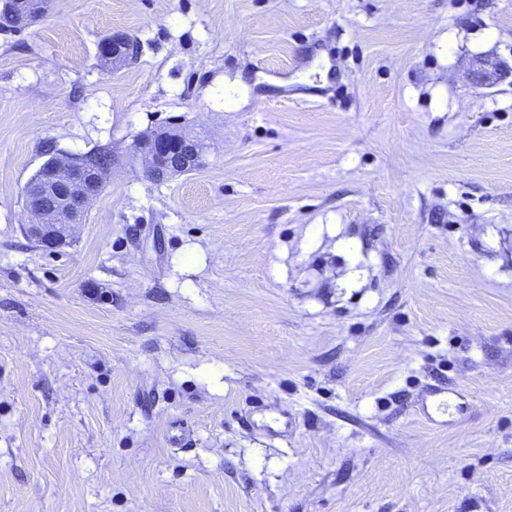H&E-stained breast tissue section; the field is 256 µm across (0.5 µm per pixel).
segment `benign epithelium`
<instances>
[{
  "instance_id": "obj_1",
  "label": "benign epithelium",
  "mask_w": 512,
  "mask_h": 512,
  "mask_svg": "<svg viewBox=\"0 0 512 512\" xmlns=\"http://www.w3.org/2000/svg\"><path fill=\"white\" fill-rule=\"evenodd\" d=\"M44 0H0L14 30L28 27L41 14ZM137 40L125 33L106 36L98 44L99 55L115 63L137 59ZM146 161L148 177L161 181L190 171L200 160L197 143L182 134L164 131L140 140L136 147ZM109 163L72 158L50 159L24 189L25 206L33 218L29 235L49 248L66 242V229L84 223L89 202L105 187Z\"/></svg>"
}]
</instances>
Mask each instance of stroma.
I'll return each mask as SVG.
<instances>
[{
    "mask_svg": "<svg viewBox=\"0 0 512 512\" xmlns=\"http://www.w3.org/2000/svg\"><path fill=\"white\" fill-rule=\"evenodd\" d=\"M162 130L195 170L146 177ZM50 146L113 158L57 248L24 230ZM0 512H512V0L0 31ZM139 49L137 40L119 32L104 37L98 44L99 55L115 63H127L137 59Z\"/></svg>",
    "mask_w": 512,
    "mask_h": 512,
    "instance_id": "obj_1",
    "label": "stroma"
}]
</instances>
